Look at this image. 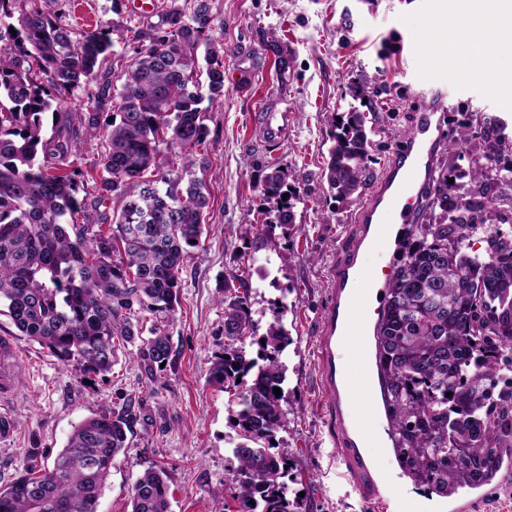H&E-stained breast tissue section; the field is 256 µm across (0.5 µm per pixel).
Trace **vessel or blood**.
I'll list each match as a JSON object with an SVG mask.
<instances>
[{"instance_id": "vessel-or-blood-1", "label": "vessel or blood", "mask_w": 512, "mask_h": 512, "mask_svg": "<svg viewBox=\"0 0 512 512\" xmlns=\"http://www.w3.org/2000/svg\"><path fill=\"white\" fill-rule=\"evenodd\" d=\"M419 51L435 72L444 73L458 66L438 41H427ZM443 109L437 97L423 101L415 131L399 139L372 195L356 212L358 234L353 241V253L332 272L334 288L321 319L317 357L322 405L338 423L337 446L346 477L354 490L371 503L373 512L410 510L403 497L383 494L392 477L377 468L369 451L371 438L379 433L380 425L375 417L354 416V403L360 392L350 364L339 363L338 355L350 352L366 359L371 356L378 320L367 311L365 291L358 285V255L368 248H383V225L416 223L422 192L416 189L415 180L432 170L434 148L428 139L434 118ZM291 120L288 110L266 108L261 114L264 137L274 140L284 136Z\"/></svg>"}]
</instances>
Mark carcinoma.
Instances as JSON below:
<instances>
[{"label": "carcinoma", "instance_id": "1", "mask_svg": "<svg viewBox=\"0 0 512 512\" xmlns=\"http://www.w3.org/2000/svg\"><path fill=\"white\" fill-rule=\"evenodd\" d=\"M69 0H0V315L80 379L112 371L118 345H136L145 377L171 365L164 323L175 311L180 271L200 246L209 204L192 169L209 131L200 102L199 46H205L209 101L224 97V43L211 36L213 0H194L186 15L176 0L161 23L133 32L131 55L116 56L110 30H77L66 22ZM15 32H10V29ZM124 69L115 71L118 62ZM122 80L116 117L64 109L51 135L43 114L76 89L98 93ZM366 114L353 109L333 135L321 173L330 191L350 198L371 177ZM105 135L99 201L115 195L120 209L92 221L77 197L85 172L70 158L81 134ZM512 142L504 135L474 159L464 184L432 179L424 221L407 230V245L387 287L376 334V360L397 456L415 484L439 496L494 479L512 452V235L475 216L489 163ZM285 173L266 176L262 196L277 201L273 223L294 215ZM482 232L483 253L469 251ZM224 344L209 381L232 397L236 421L232 481L239 512H298L287 496L288 426L280 356L290 344L274 315L254 336L247 292L225 289ZM149 326H144V323ZM257 346L253 355L246 346ZM451 396H446V393ZM132 401L77 423L66 445L39 468L0 487V512H97L112 464L129 447ZM131 512H171L167 474L150 467L130 490Z\"/></svg>", "mask_w": 512, "mask_h": 512}]
</instances>
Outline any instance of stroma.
Here are the masks:
<instances>
[{"mask_svg":"<svg viewBox=\"0 0 512 512\" xmlns=\"http://www.w3.org/2000/svg\"><path fill=\"white\" fill-rule=\"evenodd\" d=\"M439 0H214L226 62L235 74L222 104L202 101L209 128L206 163L196 175L210 194L201 244L181 272L179 303L165 325L174 364L147 384L135 347L95 382L23 336L0 315V338L12 357L0 367V415L15 425L0 441V486L24 475L30 460L52 461L74 424L131 401L137 414L127 454L115 460L99 512H130V490L147 468L169 476L172 512H239L230 479L236 465L227 394L209 381L224 342V290L246 289L256 333L280 317L291 343L286 366L288 427L280 434L290 454L288 495L300 512H372L342 478L337 426L321 409L317 336L330 294V272L356 233L355 212L365 185L347 199L332 197L320 180L337 117L362 106L372 111L367 164L381 176L399 135L418 120L423 94L440 89L447 106L436 162L467 170L499 132L512 136V100L487 92L465 70L437 77L405 52L408 43L437 34ZM78 29L107 25L112 49L129 52L132 31L149 30L159 10L138 13L132 0H73ZM280 103L293 112L285 139L267 143L260 108ZM486 120L482 137L458 142L461 125ZM298 178L294 221L257 234L262 186L274 169ZM253 257L238 280L241 254Z\"/></svg>","mask_w":512,"mask_h":512,"instance_id":"1","label":"stroma"}]
</instances>
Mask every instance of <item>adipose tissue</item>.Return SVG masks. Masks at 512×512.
<instances>
[{
    "label": "adipose tissue",
    "instance_id": "obj_1",
    "mask_svg": "<svg viewBox=\"0 0 512 512\" xmlns=\"http://www.w3.org/2000/svg\"><path fill=\"white\" fill-rule=\"evenodd\" d=\"M471 33L467 43L445 40L448 53H463L471 72L489 93H497L500 77L512 65V0H454Z\"/></svg>",
    "mask_w": 512,
    "mask_h": 512
}]
</instances>
